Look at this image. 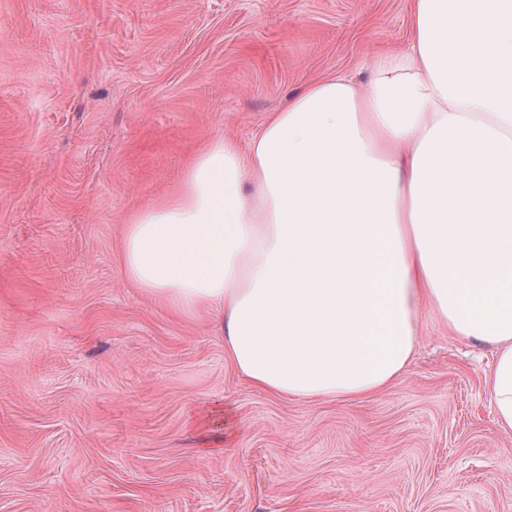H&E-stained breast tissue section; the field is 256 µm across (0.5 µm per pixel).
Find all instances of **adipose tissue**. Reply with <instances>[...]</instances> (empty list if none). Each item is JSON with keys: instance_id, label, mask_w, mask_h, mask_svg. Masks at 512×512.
Listing matches in <instances>:
<instances>
[{"instance_id": "1", "label": "adipose tissue", "mask_w": 512, "mask_h": 512, "mask_svg": "<svg viewBox=\"0 0 512 512\" xmlns=\"http://www.w3.org/2000/svg\"><path fill=\"white\" fill-rule=\"evenodd\" d=\"M127 278L219 317L224 360L271 394L374 395L422 311L493 347L512 434V0H416L413 36L366 86L343 73L225 137L135 213Z\"/></svg>"}]
</instances>
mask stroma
<instances>
[{
    "mask_svg": "<svg viewBox=\"0 0 512 512\" xmlns=\"http://www.w3.org/2000/svg\"><path fill=\"white\" fill-rule=\"evenodd\" d=\"M414 0H0V512H512L493 359L431 315L361 400L224 363L126 277L131 217L209 142L331 72L366 84ZM224 410L199 448L187 410Z\"/></svg>",
    "mask_w": 512,
    "mask_h": 512,
    "instance_id": "35a3bbf8",
    "label": "stroma"
}]
</instances>
